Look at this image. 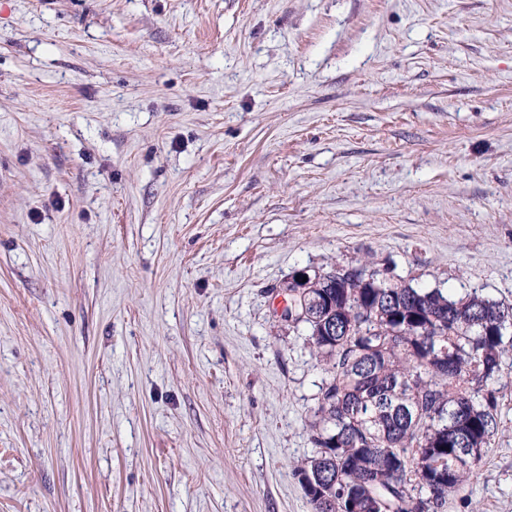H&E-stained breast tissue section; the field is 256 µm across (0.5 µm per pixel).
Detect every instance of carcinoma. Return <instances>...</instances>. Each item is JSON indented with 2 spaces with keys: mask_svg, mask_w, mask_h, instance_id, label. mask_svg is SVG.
Segmentation results:
<instances>
[{
  "mask_svg": "<svg viewBox=\"0 0 512 512\" xmlns=\"http://www.w3.org/2000/svg\"><path fill=\"white\" fill-rule=\"evenodd\" d=\"M288 307L323 371L296 469L313 512H430L477 473L511 304L338 264L289 285Z\"/></svg>",
  "mask_w": 512,
  "mask_h": 512,
  "instance_id": "cac0c4a2",
  "label": "carcinoma"
}]
</instances>
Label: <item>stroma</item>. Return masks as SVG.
<instances>
[{
	"instance_id": "1",
	"label": "stroma",
	"mask_w": 512,
	"mask_h": 512,
	"mask_svg": "<svg viewBox=\"0 0 512 512\" xmlns=\"http://www.w3.org/2000/svg\"><path fill=\"white\" fill-rule=\"evenodd\" d=\"M367 261L512 303V0H0V512H312L274 311Z\"/></svg>"
}]
</instances>
